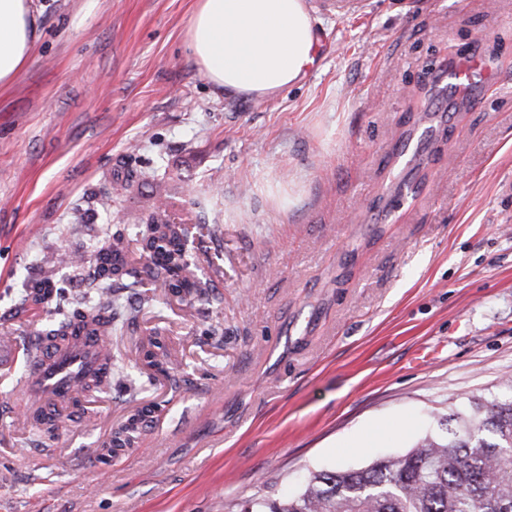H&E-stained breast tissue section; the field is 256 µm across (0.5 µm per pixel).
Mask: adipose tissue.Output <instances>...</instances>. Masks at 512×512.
<instances>
[{"label": "adipose tissue", "mask_w": 512, "mask_h": 512, "mask_svg": "<svg viewBox=\"0 0 512 512\" xmlns=\"http://www.w3.org/2000/svg\"><path fill=\"white\" fill-rule=\"evenodd\" d=\"M35 23V0H0V86L13 83L28 63ZM316 27L305 0H198L189 44L214 87L270 98L313 66Z\"/></svg>", "instance_id": "adipose-tissue-1"}]
</instances>
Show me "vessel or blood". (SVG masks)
<instances>
[{"label":"vessel or blood","mask_w":512,"mask_h":512,"mask_svg":"<svg viewBox=\"0 0 512 512\" xmlns=\"http://www.w3.org/2000/svg\"><path fill=\"white\" fill-rule=\"evenodd\" d=\"M481 69L477 62L465 66L444 64L437 73L448 89L459 94L470 91ZM106 342L100 330L79 328L61 347H50L46 357L28 366L24 388L35 404L36 413L50 416L58 406L75 396L78 381L102 375L106 369Z\"/></svg>","instance_id":"b4317fda"}]
</instances>
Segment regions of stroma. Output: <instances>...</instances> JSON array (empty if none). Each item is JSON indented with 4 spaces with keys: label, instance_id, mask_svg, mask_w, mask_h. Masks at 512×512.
I'll use <instances>...</instances> for the list:
<instances>
[{
    "label": "stroma",
    "instance_id": "1",
    "mask_svg": "<svg viewBox=\"0 0 512 512\" xmlns=\"http://www.w3.org/2000/svg\"><path fill=\"white\" fill-rule=\"evenodd\" d=\"M316 2L314 65L258 99L203 77L197 0H37L32 56L0 88V338L15 353L0 365V512H239L309 472L406 452L433 412L512 395V0ZM470 58L490 77L466 98L429 83L433 64ZM411 136L418 158L394 164ZM126 166L142 183L102 208ZM156 174L184 215L221 227L196 255L204 273L223 260L217 299L159 298L135 336H110L127 355L159 328L181 365L136 399L88 398L97 428L66 411L43 437L18 418L21 352L52 306L23 288L147 213ZM217 322L223 337L205 335ZM152 401L165 410L139 448L100 461Z\"/></svg>",
    "mask_w": 512,
    "mask_h": 512
}]
</instances>
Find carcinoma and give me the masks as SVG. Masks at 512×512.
Wrapping results in <instances>:
<instances>
[{
    "label": "carcinoma",
    "instance_id": "1",
    "mask_svg": "<svg viewBox=\"0 0 512 512\" xmlns=\"http://www.w3.org/2000/svg\"><path fill=\"white\" fill-rule=\"evenodd\" d=\"M174 188L165 178H153L155 202L145 217L114 231H107L96 245L94 270L97 286L83 306L58 309L41 335L65 339L76 324L89 321L112 335L121 316V304L112 284L141 288V272L132 253L150 261L163 293L191 303H207L214 295L213 274L199 273L191 246L203 247L205 239L220 232L217 224H189L176 217ZM62 301L65 289L53 274L28 282L27 304L40 305L50 296ZM135 361L160 372L180 365L165 339L155 334L137 347ZM113 384L134 391L124 371L111 365L108 375L96 377L85 391L98 392ZM151 402L139 407L101 451L110 456L138 444L144 415L160 410ZM240 512H512V399H474L468 414L450 410L437 418V432L406 453L378 459L346 471L310 475L305 488L287 499L254 495L242 500Z\"/></svg>",
    "mask_w": 512,
    "mask_h": 512
}]
</instances>
